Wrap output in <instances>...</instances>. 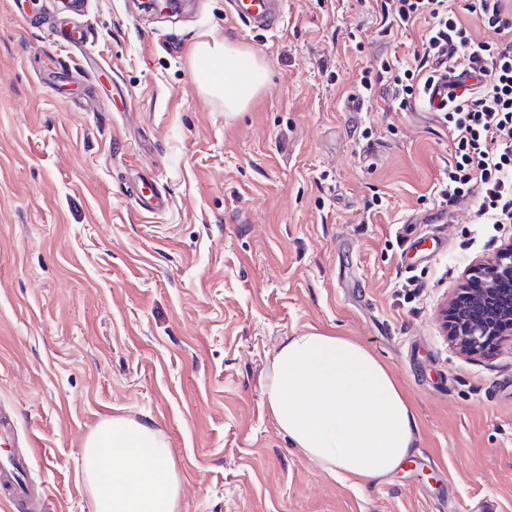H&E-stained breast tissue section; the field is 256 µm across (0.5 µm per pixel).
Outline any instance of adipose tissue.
Listing matches in <instances>:
<instances>
[{
    "mask_svg": "<svg viewBox=\"0 0 512 512\" xmlns=\"http://www.w3.org/2000/svg\"><path fill=\"white\" fill-rule=\"evenodd\" d=\"M197 82L241 111L266 69L228 40L193 48ZM269 413L291 444L323 471L357 483L389 476L415 446L417 419L392 372L345 336L301 331L274 350L263 379ZM94 512H177L178 480L169 448L149 426L101 422L83 448Z\"/></svg>",
    "mask_w": 512,
    "mask_h": 512,
    "instance_id": "1",
    "label": "adipose tissue"
}]
</instances>
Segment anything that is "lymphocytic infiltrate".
I'll use <instances>...</instances> for the list:
<instances>
[{
	"mask_svg": "<svg viewBox=\"0 0 512 512\" xmlns=\"http://www.w3.org/2000/svg\"><path fill=\"white\" fill-rule=\"evenodd\" d=\"M392 18L405 25L427 24L413 63L381 60L382 71L394 72L384 95L400 110L424 101L438 66L473 75L477 88L448 97L439 116L454 142L448 177L438 189L451 206L475 195L481 224H512V0H469L468 11L498 34L495 42L474 40L449 0H392Z\"/></svg>",
	"mask_w": 512,
	"mask_h": 512,
	"instance_id": "f902f5d3",
	"label": "lymphocytic infiltrate"
}]
</instances>
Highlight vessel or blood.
Here are the masks:
<instances>
[{
    "label": "vessel or blood",
    "instance_id": "b4317fda",
    "mask_svg": "<svg viewBox=\"0 0 512 512\" xmlns=\"http://www.w3.org/2000/svg\"><path fill=\"white\" fill-rule=\"evenodd\" d=\"M284 5L285 0H227L229 16L260 31L279 20ZM135 203L140 211L153 214L166 210L169 198L145 186L136 192ZM36 453L34 442L19 440L13 415L0 408V503L8 512H41L43 508L47 487L28 477Z\"/></svg>",
    "mask_w": 512,
    "mask_h": 512
}]
</instances>
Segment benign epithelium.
<instances>
[{"instance_id": "7a95c632", "label": "benign epithelium", "mask_w": 512, "mask_h": 512, "mask_svg": "<svg viewBox=\"0 0 512 512\" xmlns=\"http://www.w3.org/2000/svg\"><path fill=\"white\" fill-rule=\"evenodd\" d=\"M471 276L480 277L488 288L469 294L460 288L442 310V325L448 340L468 356L483 353L492 337L512 339V239L505 241L496 256L479 263Z\"/></svg>"}]
</instances>
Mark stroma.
Masks as SVG:
<instances>
[{
    "label": "stroma",
    "instance_id": "35a3bbf8",
    "mask_svg": "<svg viewBox=\"0 0 512 512\" xmlns=\"http://www.w3.org/2000/svg\"><path fill=\"white\" fill-rule=\"evenodd\" d=\"M51 2L0 0V404L38 445L44 512H93L82 451L112 417L161 432L179 512H512V343L470 358L439 321L512 224L476 223L474 197L422 223L451 134L357 85L412 60L423 24L385 22L379 0H286L270 31L225 0L135 21L126 0ZM211 37L268 71L239 112L195 80ZM146 177L161 215L135 208ZM312 327L372 352L414 407L385 482L327 475L270 416L268 360Z\"/></svg>",
    "mask_w": 512,
    "mask_h": 512
}]
</instances>
